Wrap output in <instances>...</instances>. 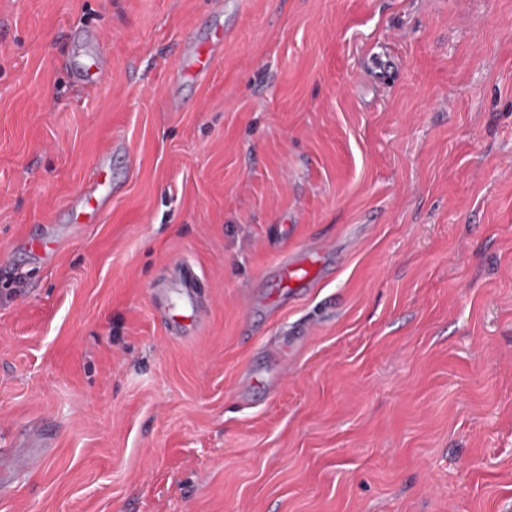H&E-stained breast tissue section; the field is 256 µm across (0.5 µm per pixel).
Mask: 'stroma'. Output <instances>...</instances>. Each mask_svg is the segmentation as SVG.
I'll return each mask as SVG.
<instances>
[{"instance_id":"35a3bbf8","label":"stroma","mask_w":512,"mask_h":512,"mask_svg":"<svg viewBox=\"0 0 512 512\" xmlns=\"http://www.w3.org/2000/svg\"><path fill=\"white\" fill-rule=\"evenodd\" d=\"M211 9L0 0V512H512V0ZM224 49V38L215 41L209 49L201 51L188 38L183 47V58L187 67H192L189 71L193 79L199 83L208 80L211 73L213 61ZM105 183L106 174L104 173V169L102 166L97 167L92 177L79 194L81 196L82 205L85 209L90 211L87 213L90 220L103 208L108 199V194L102 192ZM320 262L321 252L319 250L290 252L277 261L274 272L282 281L297 283L304 288H312ZM198 275L193 267L184 264L178 276L164 281L162 288H156V293L167 296V306L169 300L174 298V306H180L184 312L188 314H181L183 318L190 319V322L185 324L178 321L174 315L168 312V329L171 334L175 336H186L194 331L200 322V316L197 312L198 306V292H197Z\"/></svg>"}]
</instances>
